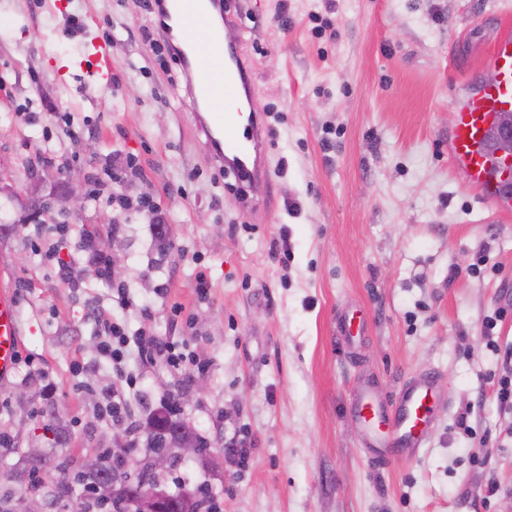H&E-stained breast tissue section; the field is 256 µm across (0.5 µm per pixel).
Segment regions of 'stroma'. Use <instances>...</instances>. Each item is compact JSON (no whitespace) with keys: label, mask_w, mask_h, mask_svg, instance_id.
I'll return each instance as SVG.
<instances>
[{"label":"stroma","mask_w":512,"mask_h":512,"mask_svg":"<svg viewBox=\"0 0 512 512\" xmlns=\"http://www.w3.org/2000/svg\"><path fill=\"white\" fill-rule=\"evenodd\" d=\"M280 1L224 0L252 62L253 103L269 113L270 178L239 191L206 153L179 63L144 41L142 0H0V197L11 200L0 284L16 291L21 353L34 360L0 384V428L15 442L0 451V474L33 449L79 470L117 436L138 461L177 389L179 420L221 465L187 457L169 479L207 484L217 512H512V413L496 398L512 346V215L481 203L448 158L456 99L491 69L512 0H284L285 28ZM100 42L112 56L107 91L80 69ZM116 153L136 155L142 174L107 193L158 202L165 238L143 213L112 231L111 206L86 202L70 217L73 240L60 241V198L86 194ZM34 187L49 210L10 228ZM241 192L252 206L238 205ZM84 236L124 258L114 276L129 297L119 314L129 339L146 330L207 362L199 393L128 355L133 433L99 420L97 395L71 375L74 362H93L86 382L117 381L86 318L112 290L76 250ZM36 238L72 263L83 291L55 277ZM349 307L365 314L351 345L336 333ZM428 372L438 402L426 448L377 463L350 422L356 388L371 383L391 401ZM44 377L51 398H19ZM57 419L67 425L59 446ZM242 438L244 468L227 452Z\"/></svg>","instance_id":"stroma-1"}]
</instances>
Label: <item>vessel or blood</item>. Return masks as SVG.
I'll return each instance as SVG.
<instances>
[{
    "label": "vessel or blood",
    "mask_w": 512,
    "mask_h": 512,
    "mask_svg": "<svg viewBox=\"0 0 512 512\" xmlns=\"http://www.w3.org/2000/svg\"><path fill=\"white\" fill-rule=\"evenodd\" d=\"M157 23L179 53L186 91L192 100L194 125L203 136L212 161L236 177L240 184L267 181L268 127L264 113H252L240 124L234 108L252 95V72L245 55L233 41L235 15L225 12L222 0H161ZM205 39H197L196 30ZM222 59H215V50ZM490 57L496 81L480 85L459 104L457 119L448 134V158L497 212H512V177L489 148L496 133L498 113L512 110V34L502 35ZM18 305L8 287L0 288V381L15 374L21 352ZM433 398L429 379L408 385L394 405L378 399L372 388L354 394L351 417L366 436L376 458L400 454L417 457L433 424L429 405Z\"/></svg>",
    "instance_id": "vessel-or-blood-1"
}]
</instances>
